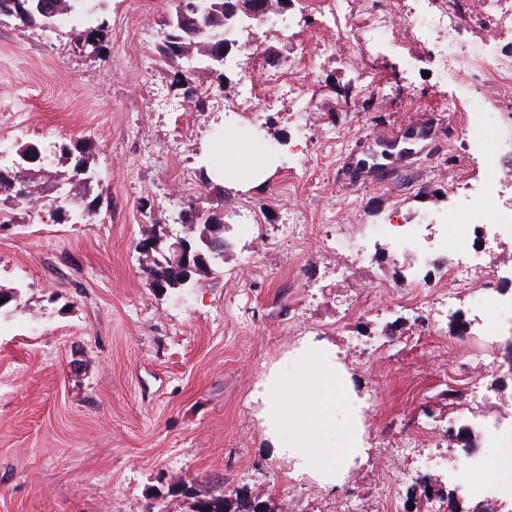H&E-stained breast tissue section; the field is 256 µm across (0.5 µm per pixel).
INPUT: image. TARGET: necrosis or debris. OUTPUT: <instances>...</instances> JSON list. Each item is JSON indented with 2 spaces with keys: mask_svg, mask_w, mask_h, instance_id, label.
Returning a JSON list of instances; mask_svg holds the SVG:
<instances>
[{
  "mask_svg": "<svg viewBox=\"0 0 512 512\" xmlns=\"http://www.w3.org/2000/svg\"><path fill=\"white\" fill-rule=\"evenodd\" d=\"M416 14L409 33L417 41L431 44L432 59L449 69L465 68L482 95L470 102L471 116L464 127L469 156L480 160L482 176L474 183L450 181L449 197L463 196L471 222L443 239L447 254V278L440 284L438 298L452 306L456 296L473 289L483 297L482 325L487 336H504L512 341V264L496 271L484 270L474 251L477 240L495 234L512 235V168L499 159L500 139L483 115L512 112V69L504 60L512 57V42L476 49L467 35L493 30L512 33V0H500L496 10L475 8L472 0H413ZM322 30L332 35V46L344 45L362 26L360 15L348 12L344 0H316ZM444 33L446 42H432V32Z\"/></svg>",
  "mask_w": 512,
  "mask_h": 512,
  "instance_id": "obj_1",
  "label": "necrosis or debris"
}]
</instances>
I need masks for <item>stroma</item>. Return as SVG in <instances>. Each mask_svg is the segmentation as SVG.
I'll return each instance as SVG.
<instances>
[{
  "instance_id": "stroma-1",
  "label": "stroma",
  "mask_w": 512,
  "mask_h": 512,
  "mask_svg": "<svg viewBox=\"0 0 512 512\" xmlns=\"http://www.w3.org/2000/svg\"><path fill=\"white\" fill-rule=\"evenodd\" d=\"M171 7L96 0L98 57L68 28L0 16V141L44 150L92 139L104 197L83 224L54 223L43 207L0 231V286L17 290L0 311V512H189L178 482L202 495L219 482L245 487L269 512H449L456 434L468 430L474 457L492 454L470 421L494 420L501 400L512 401V344L482 336L476 294L450 309L431 285L422 309L405 305L406 256L384 226L434 222L447 209L442 163L462 140L443 106L452 98L467 113V71L429 63L409 38L357 34L323 52L315 13L290 0L284 25L239 33L240 63L224 76L197 54L180 60L203 94L198 107L159 53ZM269 53L305 62L299 96H272ZM360 71L386 87L384 101L358 99ZM247 78L271 99L264 111L242 103ZM217 128L223 141L212 138ZM265 140L288 157L268 159ZM375 141L397 144L387 180L350 181L346 162L371 167ZM215 162L237 176L225 210L250 213L251 224L225 232L231 251L201 285L157 295L135 244L153 225L178 227L186 201L215 206L205 174ZM307 336L336 345L364 400L368 458L328 489L288 478L251 400L270 367L301 370ZM437 341L458 345L456 384ZM422 476L436 481L435 495L416 491Z\"/></svg>"
}]
</instances>
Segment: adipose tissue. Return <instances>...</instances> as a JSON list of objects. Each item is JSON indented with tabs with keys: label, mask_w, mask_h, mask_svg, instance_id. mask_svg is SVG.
Instances as JSON below:
<instances>
[{
	"label": "adipose tissue",
	"mask_w": 512,
	"mask_h": 512,
	"mask_svg": "<svg viewBox=\"0 0 512 512\" xmlns=\"http://www.w3.org/2000/svg\"><path fill=\"white\" fill-rule=\"evenodd\" d=\"M301 351L304 370L292 379L269 370L256 384L252 400L264 438L273 456L287 465L289 476L333 488L368 457L360 399L351 395L345 419L337 420V391L351 384L338 349L308 338Z\"/></svg>",
	"instance_id": "ef3b65f1"
}]
</instances>
